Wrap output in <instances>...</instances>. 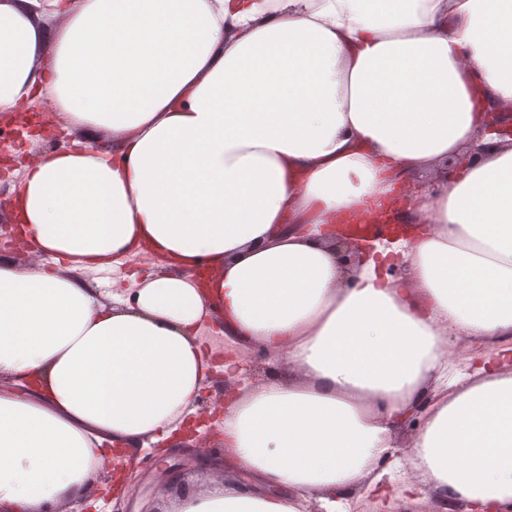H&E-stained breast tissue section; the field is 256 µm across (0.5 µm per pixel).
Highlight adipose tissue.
<instances>
[{
    "instance_id": "adipose-tissue-1",
    "label": "adipose tissue",
    "mask_w": 512,
    "mask_h": 512,
    "mask_svg": "<svg viewBox=\"0 0 512 512\" xmlns=\"http://www.w3.org/2000/svg\"><path fill=\"white\" fill-rule=\"evenodd\" d=\"M38 97L82 135L11 189L64 270L0 259V512H56L112 444L170 437L208 323L237 475L172 512H349L357 487L393 512L421 483L512 512V142L483 131L512 107V0H0V114ZM390 205L412 234L346 267L338 228ZM131 256L162 270L84 277ZM158 269L159 268L156 266L151 267L142 263L139 258H132L117 271H88L84 277L93 284H98L99 288H102L105 291L112 292L111 290H113L115 292H125L127 289H124L129 286L128 280L124 278L126 275L136 272L138 276H140L145 275L150 271H157ZM119 288H122L123 290L116 291V289Z\"/></svg>"
}]
</instances>
